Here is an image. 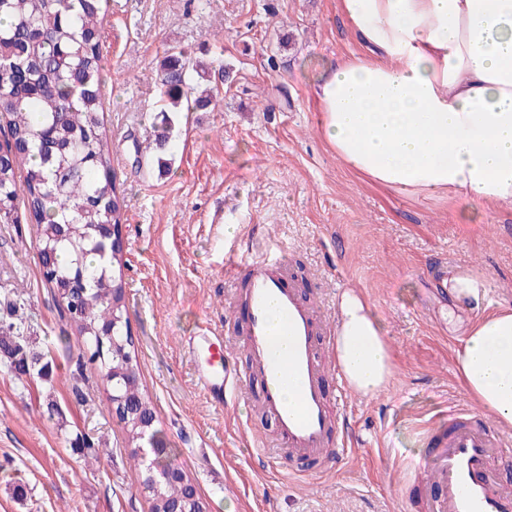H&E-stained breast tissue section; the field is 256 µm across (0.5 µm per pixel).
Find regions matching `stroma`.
Listing matches in <instances>:
<instances>
[{"instance_id": "1", "label": "stroma", "mask_w": 512, "mask_h": 512, "mask_svg": "<svg viewBox=\"0 0 512 512\" xmlns=\"http://www.w3.org/2000/svg\"><path fill=\"white\" fill-rule=\"evenodd\" d=\"M103 115L123 191L127 307L141 381L174 459L211 512H422L413 464L424 425L467 402L454 357L477 312L436 292L438 267L488 281L512 307V205L381 185L345 165L320 129L319 75L361 46L341 0H107ZM173 46L209 65L220 106L172 113L164 155L137 153L162 120L159 63ZM223 60V69L212 68ZM271 244L328 315L359 289L386 332V390L349 392L355 442L334 470L293 476L269 421L208 400L184 347L199 328L234 338L226 254ZM24 303L49 379L0 366V512H150L123 430L94 369L76 366L41 279L36 225L0 224V318ZM83 434L105 442L91 460Z\"/></svg>"}]
</instances>
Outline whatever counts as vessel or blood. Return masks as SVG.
<instances>
[{
  "mask_svg": "<svg viewBox=\"0 0 512 512\" xmlns=\"http://www.w3.org/2000/svg\"><path fill=\"white\" fill-rule=\"evenodd\" d=\"M247 267L246 284L236 299V314L246 321V368H239L227 338L202 334L188 342V352L209 399L219 406L250 398L252 381H260V406L290 458L332 469L349 453L353 440L341 412L329 415L327 406L345 405L347 388L334 359L337 333L334 319L324 313L310 293L295 286V273L284 256L266 253L249 258L229 252L228 275ZM278 315L288 341L280 356L270 325ZM336 384L335 400H328V382ZM296 392L284 397L285 385ZM424 437L433 450L427 467L428 483L436 496L427 512H512V494L505 492L491 464L495 449L504 447V435L495 424L455 403L448 421L428 423Z\"/></svg>",
  "mask_w": 512,
  "mask_h": 512,
  "instance_id": "vessel-or-blood-1",
  "label": "vessel or blood"
}]
</instances>
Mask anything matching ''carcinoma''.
Segmentation results:
<instances>
[{
	"label": "carcinoma",
	"instance_id": "carcinoma-1",
	"mask_svg": "<svg viewBox=\"0 0 512 512\" xmlns=\"http://www.w3.org/2000/svg\"><path fill=\"white\" fill-rule=\"evenodd\" d=\"M102 0H0V223L17 220L21 201L40 233V263L70 332L77 365L94 366L127 448L141 471L151 512H209L193 477L171 460L155 427V406L140 380L131 342L123 256L103 250L97 229L121 225L112 142L102 112ZM159 93L181 106L193 76L206 71L190 51L172 48L161 65ZM0 323V363L16 378L46 379V355L26 333L20 303Z\"/></svg>",
	"mask_w": 512,
	"mask_h": 512
}]
</instances>
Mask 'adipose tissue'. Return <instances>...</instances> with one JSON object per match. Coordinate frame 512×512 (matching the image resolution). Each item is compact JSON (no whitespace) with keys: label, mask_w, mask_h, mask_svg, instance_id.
<instances>
[{"label":"adipose tissue","mask_w":512,"mask_h":512,"mask_svg":"<svg viewBox=\"0 0 512 512\" xmlns=\"http://www.w3.org/2000/svg\"><path fill=\"white\" fill-rule=\"evenodd\" d=\"M364 51L329 69L318 100L336 155L382 184L512 203V0H342ZM480 311L456 352L464 392L512 426V308L491 309L485 278H448ZM336 358L373 395L392 376L389 344L356 289L338 303Z\"/></svg>","instance_id":"adipose-tissue-1"}]
</instances>
